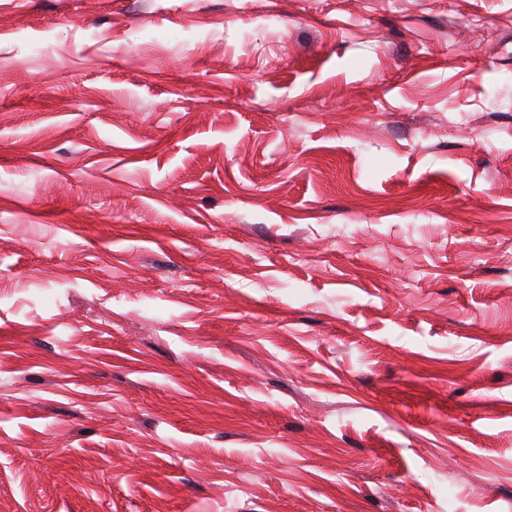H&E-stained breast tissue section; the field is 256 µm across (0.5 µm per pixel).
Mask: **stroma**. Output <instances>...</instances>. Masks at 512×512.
<instances>
[{"instance_id":"35a3bbf8","label":"stroma","mask_w":512,"mask_h":512,"mask_svg":"<svg viewBox=\"0 0 512 512\" xmlns=\"http://www.w3.org/2000/svg\"><path fill=\"white\" fill-rule=\"evenodd\" d=\"M0 512H512V0H0Z\"/></svg>"}]
</instances>
